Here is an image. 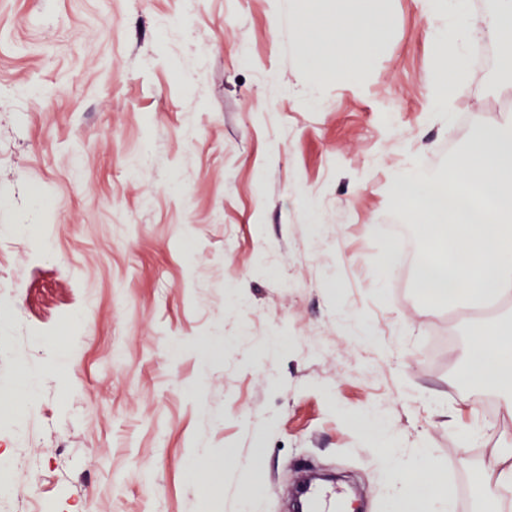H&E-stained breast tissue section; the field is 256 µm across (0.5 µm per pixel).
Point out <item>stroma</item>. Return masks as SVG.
I'll return each instance as SVG.
<instances>
[{"mask_svg": "<svg viewBox=\"0 0 512 512\" xmlns=\"http://www.w3.org/2000/svg\"><path fill=\"white\" fill-rule=\"evenodd\" d=\"M300 2L0 0V276L23 310L0 324L1 406L45 436L10 512H287L309 466L360 512H406L427 463L454 512H512L474 491L512 451V418L469 400L483 319L377 269L378 225L410 216L390 169L445 175L512 77L469 66L445 128L424 0H380L368 67L313 79Z\"/></svg>", "mask_w": 512, "mask_h": 512, "instance_id": "obj_1", "label": "stroma"}]
</instances>
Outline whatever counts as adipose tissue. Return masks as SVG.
<instances>
[{
  "label": "adipose tissue",
  "mask_w": 512,
  "mask_h": 512,
  "mask_svg": "<svg viewBox=\"0 0 512 512\" xmlns=\"http://www.w3.org/2000/svg\"><path fill=\"white\" fill-rule=\"evenodd\" d=\"M336 25L313 21L309 15L296 13L302 30L299 49L311 70L330 73L342 62L366 65L372 56L375 40L384 25L378 0H345L337 6ZM429 29L436 40L434 68L440 79H453L463 85L465 72L460 66L461 38L470 36L475 27L460 4L448 0H429ZM466 376L472 383L503 393L507 411H512V319L501 318L488 323L484 334L470 341L466 353ZM512 490V456L492 457L478 472L476 495L480 500L499 501ZM412 512H435L445 495L440 485V471L428 465L416 473L404 493Z\"/></svg>",
  "instance_id": "adipose-tissue-1"
}]
</instances>
